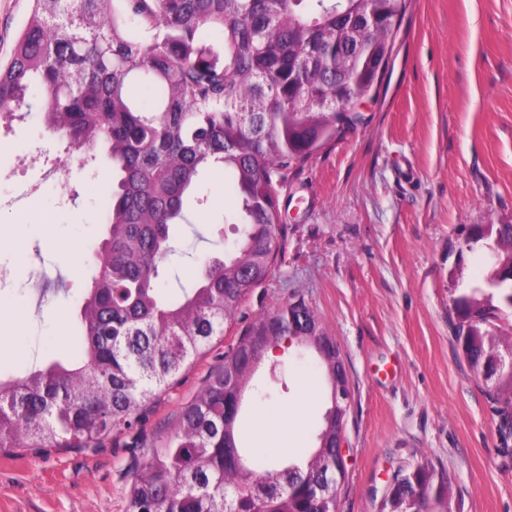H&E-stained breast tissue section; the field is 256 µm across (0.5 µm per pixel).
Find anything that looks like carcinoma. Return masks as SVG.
Listing matches in <instances>:
<instances>
[{
  "instance_id": "1",
  "label": "carcinoma",
  "mask_w": 512,
  "mask_h": 512,
  "mask_svg": "<svg viewBox=\"0 0 512 512\" xmlns=\"http://www.w3.org/2000/svg\"><path fill=\"white\" fill-rule=\"evenodd\" d=\"M407 0H33L7 64L0 118L22 120L45 91L42 122L91 161L112 166L106 232L87 263L69 330L72 351L0 378L1 448L95 449L139 423L149 403L203 356L272 275L282 250L277 188L288 169L341 136L345 100L374 90ZM235 193L236 241L204 253L191 288L158 287L204 173ZM497 294L453 298L455 337L512 421V371L473 308L512 301V224L495 226ZM314 354L330 406L303 463L241 444L238 396L252 366L286 340ZM336 343L302 299L256 320L224 354L126 491L128 512H333ZM380 512H451L448 481L427 462L401 468Z\"/></svg>"
}]
</instances>
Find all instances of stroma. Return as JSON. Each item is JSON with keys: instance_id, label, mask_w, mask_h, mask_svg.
Instances as JSON below:
<instances>
[{"instance_id": "1", "label": "stroma", "mask_w": 512, "mask_h": 512, "mask_svg": "<svg viewBox=\"0 0 512 512\" xmlns=\"http://www.w3.org/2000/svg\"><path fill=\"white\" fill-rule=\"evenodd\" d=\"M0 125V376L72 344L67 315L85 286V260L104 237L105 168L73 169L67 186L23 167L33 148L67 161L37 112ZM365 120L292 166L278 190L285 225L271 278L250 296L222 345L185 369L130 432L84 451L0 450V512H127L133 469L175 428L182 409L259 316L304 299L341 350L351 397L338 512H380L399 467L432 465L448 480L453 512H512V437L502 438L484 380L452 326V283L484 285L483 253H460L475 225L512 224V0H409ZM32 191L19 198L21 184ZM174 229L161 285L190 287L235 198L222 170ZM310 384L300 431L284 415ZM263 398L242 418L246 447L288 444L304 458L328 407L326 386L297 347L264 359L251 380Z\"/></svg>"}]
</instances>
